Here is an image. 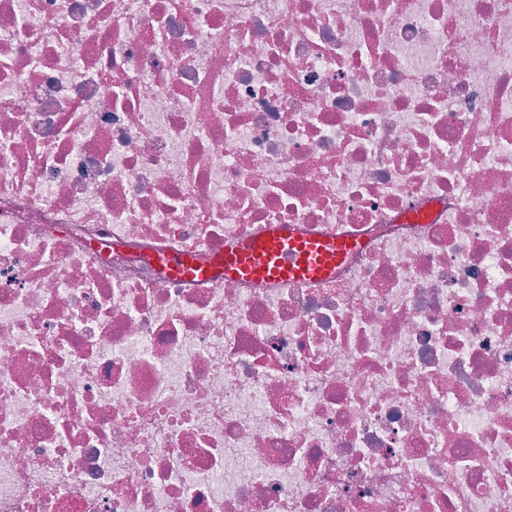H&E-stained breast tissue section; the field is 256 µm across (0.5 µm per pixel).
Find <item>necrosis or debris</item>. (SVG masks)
Returning <instances> with one entry per match:
<instances>
[{
  "label": "necrosis or debris",
  "mask_w": 512,
  "mask_h": 512,
  "mask_svg": "<svg viewBox=\"0 0 512 512\" xmlns=\"http://www.w3.org/2000/svg\"><path fill=\"white\" fill-rule=\"evenodd\" d=\"M0 512H512V0H0ZM352 249L348 241L299 238L285 226L245 239L231 251L198 266L190 255L161 257L158 263L174 275L224 276L272 282L310 283L330 277Z\"/></svg>",
  "instance_id": "1"
}]
</instances>
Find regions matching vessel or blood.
Returning <instances> with one entry per match:
<instances>
[{"instance_id": "b4317fda", "label": "vessel or blood", "mask_w": 512, "mask_h": 512, "mask_svg": "<svg viewBox=\"0 0 512 512\" xmlns=\"http://www.w3.org/2000/svg\"><path fill=\"white\" fill-rule=\"evenodd\" d=\"M347 241L300 238L284 226L245 239L234 250L216 254L209 264L197 265L189 255L160 258L175 275L220 274L272 282L310 283L332 275L351 250Z\"/></svg>"}]
</instances>
